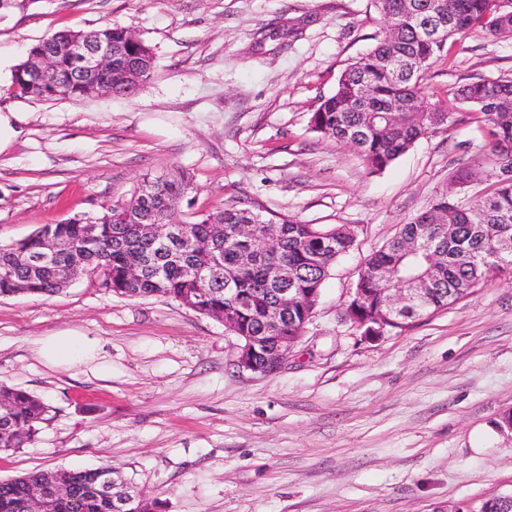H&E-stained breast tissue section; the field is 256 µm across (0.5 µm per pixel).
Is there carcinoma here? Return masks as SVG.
<instances>
[{"instance_id":"cac0c4a2","label":"carcinoma","mask_w":512,"mask_h":512,"mask_svg":"<svg viewBox=\"0 0 512 512\" xmlns=\"http://www.w3.org/2000/svg\"><path fill=\"white\" fill-rule=\"evenodd\" d=\"M383 26L374 47L354 59L341 73L336 89L310 116V129L319 137L354 149L371 173L389 167L419 140L448 128L452 113L427 83L433 63L443 56L446 40L480 28L496 37L512 38V0H373ZM438 19L436 42L427 41L415 19V7ZM112 42V72L106 81L112 93L132 96L139 84L125 78L123 69L138 62L154 68L152 49L131 40L119 25L96 30ZM80 35L62 31L41 42L57 56V66L33 85L16 67L12 84L22 96L42 98L58 85L77 81L67 57V47ZM455 103L481 114L489 138V191L474 203L446 193L410 221L382 247L368 255L356 287L360 302L345 320L368 333L378 326L386 294L381 271L391 269L400 287L408 279L428 274L434 281L424 311H436L462 300L477 288L512 274V78L479 79L453 91ZM393 109L400 117L368 123L372 111ZM156 192L147 202L153 221L166 218L168 204L196 190L192 178L177 171L154 177ZM128 203L114 202L93 215L88 224L70 218L52 224V234L64 238L68 248L59 252L53 266L31 274L19 265L17 255L37 249L35 233L0 245V297L52 296L73 281L76 257L83 258L86 273L100 287L128 298L163 297L219 321L234 336H265L269 352L283 346L282 337L303 335L306 299L319 296L337 259L357 244L345 225L309 224L290 215L263 218L251 206L233 200L207 211L185 215L184 231L207 241V250H187L178 238L159 243L145 233L144 224L128 222ZM242 224L252 225L248 236ZM418 240L420 249L405 251V243ZM139 277H130L131 268ZM288 289L292 304L288 316L273 322L269 313L278 306L281 289ZM0 453L15 451L34 441L46 420L48 406L21 389L0 384ZM99 468L35 470L0 480V512H17L30 483H71L74 492L56 500L53 512H110L106 501L89 487Z\"/></svg>"}]
</instances>
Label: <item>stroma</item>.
Segmentation results:
<instances>
[{
	"mask_svg": "<svg viewBox=\"0 0 512 512\" xmlns=\"http://www.w3.org/2000/svg\"><path fill=\"white\" fill-rule=\"evenodd\" d=\"M128 28L155 69L131 97L19 96L15 66L63 30ZM381 32L371 0H0V245L190 174L197 209L243 199L267 218L343 224L357 239L303 336L268 375L239 370V340L176 301L126 298L83 275L51 297H0V383L49 407L0 478L109 465L165 512H480L512 494V277L402 331L364 337L343 316L364 258L451 192L489 186L477 112L454 110L372 173L309 118ZM428 74L512 78V39H450ZM76 329L95 347L46 366L38 342Z\"/></svg>",
	"mask_w": 512,
	"mask_h": 512,
	"instance_id": "35a3bbf8",
	"label": "stroma"
}]
</instances>
